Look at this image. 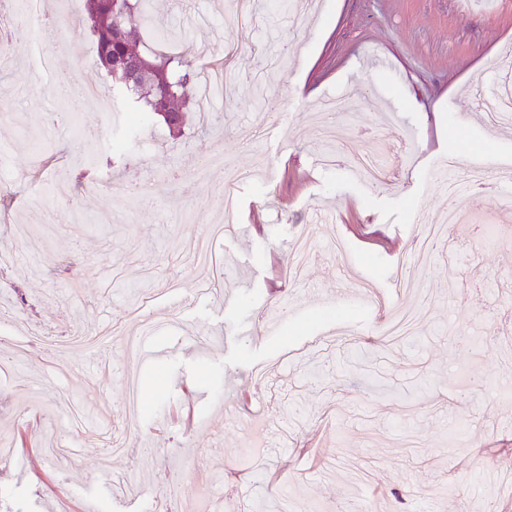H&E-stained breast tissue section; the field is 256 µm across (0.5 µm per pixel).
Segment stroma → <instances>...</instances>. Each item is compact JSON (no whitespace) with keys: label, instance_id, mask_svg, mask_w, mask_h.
Listing matches in <instances>:
<instances>
[{"label":"stroma","instance_id":"obj_1","mask_svg":"<svg viewBox=\"0 0 512 512\" xmlns=\"http://www.w3.org/2000/svg\"><path fill=\"white\" fill-rule=\"evenodd\" d=\"M158 0L156 25L186 38L235 89L182 133L111 111H70L37 92L35 45L0 50V307L9 336L39 327L22 360L0 345V512H512V243L450 231L451 255L415 246L466 191L431 185L447 159L498 170L512 127L482 98L512 93V0ZM52 78L105 84L71 15ZM356 102L352 146L325 166L319 101ZM386 172L367 183L354 152ZM222 165L197 174L204 155ZM234 194L215 293L186 297L206 269L193 248ZM334 223L313 224L315 209ZM314 243L302 267L292 244ZM420 288L398 292V270ZM386 306L367 320L356 293ZM299 301L274 336L259 318ZM426 306L417 334L388 344L391 308ZM168 321L128 356L142 316ZM254 319L232 347L224 330ZM109 351L112 372L92 367ZM480 359L482 387L457 368ZM140 409L129 417L126 380ZM192 413L195 428L173 420ZM52 441L72 459L35 455Z\"/></svg>","mask_w":512,"mask_h":512}]
</instances>
